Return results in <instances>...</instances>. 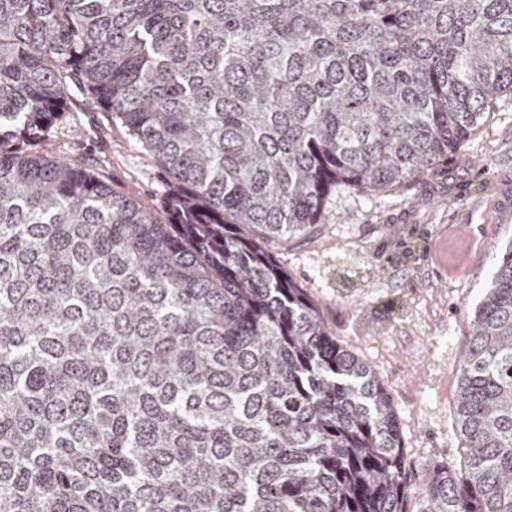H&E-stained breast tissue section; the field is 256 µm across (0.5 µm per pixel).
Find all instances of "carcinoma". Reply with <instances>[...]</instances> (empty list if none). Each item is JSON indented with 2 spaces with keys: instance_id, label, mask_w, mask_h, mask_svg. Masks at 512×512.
Wrapping results in <instances>:
<instances>
[{
  "instance_id": "cac0c4a2",
  "label": "carcinoma",
  "mask_w": 512,
  "mask_h": 512,
  "mask_svg": "<svg viewBox=\"0 0 512 512\" xmlns=\"http://www.w3.org/2000/svg\"><path fill=\"white\" fill-rule=\"evenodd\" d=\"M85 101L170 222L15 146ZM512 89V0H0V512H512V246L460 364L468 474L262 246L392 191Z\"/></svg>"
}]
</instances>
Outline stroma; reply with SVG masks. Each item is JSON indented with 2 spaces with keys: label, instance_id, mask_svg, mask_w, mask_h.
Here are the masks:
<instances>
[{
  "label": "stroma",
  "instance_id": "stroma-1",
  "mask_svg": "<svg viewBox=\"0 0 512 512\" xmlns=\"http://www.w3.org/2000/svg\"><path fill=\"white\" fill-rule=\"evenodd\" d=\"M25 152L70 159L168 222V173L113 125L74 108ZM512 91L493 100L448 162L390 192L340 190L309 235L266 248L330 336L389 392L404 454L423 484L436 465L467 473L458 367L501 254L512 246Z\"/></svg>",
  "mask_w": 512,
  "mask_h": 512
}]
</instances>
